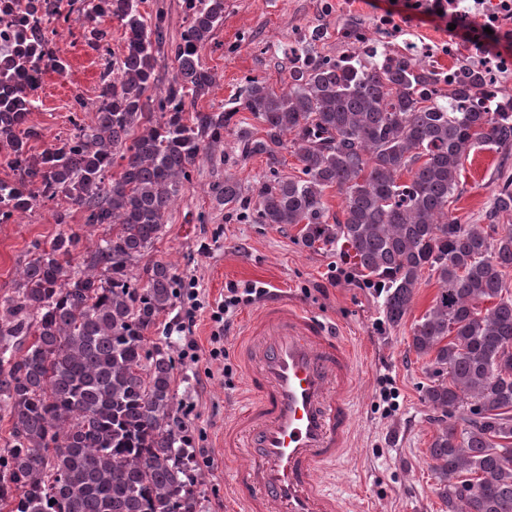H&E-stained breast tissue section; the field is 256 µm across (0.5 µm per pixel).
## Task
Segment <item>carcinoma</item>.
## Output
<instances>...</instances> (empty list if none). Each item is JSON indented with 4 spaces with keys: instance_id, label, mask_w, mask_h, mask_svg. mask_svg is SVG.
Instances as JSON below:
<instances>
[{
    "instance_id": "carcinoma-1",
    "label": "carcinoma",
    "mask_w": 512,
    "mask_h": 512,
    "mask_svg": "<svg viewBox=\"0 0 512 512\" xmlns=\"http://www.w3.org/2000/svg\"><path fill=\"white\" fill-rule=\"evenodd\" d=\"M142 0H110L104 14L83 6L87 45L109 55L104 24L118 21L125 46L107 62L95 111L78 95L63 147L30 152L40 138L0 98V147L25 187L0 179L13 208L54 203L57 224L71 209L107 225L95 249L75 254L79 236L61 231L23 268L0 302V411L10 424L0 448V512H197L188 428L176 404L175 359L145 333L185 287L172 264L134 268L160 239L191 168L234 137L240 156L265 158L255 205L239 182L211 186L213 201L257 224L300 227L313 248H348L355 269L383 285L385 320L399 324L429 271L439 291L413 327L411 347L430 358L437 380L424 399L450 422L429 448L448 512H512V227L462 224L448 216L472 150L512 151L511 112H454L423 92L422 68L401 63L366 71L303 41L305 67L288 69V90L249 78L238 105L196 107L213 73L200 48L224 22V0H196L180 42L163 12ZM170 48L175 74L159 87L157 57ZM262 129L233 121L240 110ZM293 147L301 175L279 172ZM408 180L401 182V173ZM344 197L332 216L329 188ZM512 212V176L492 202ZM30 344H25L27 338Z\"/></svg>"
}]
</instances>
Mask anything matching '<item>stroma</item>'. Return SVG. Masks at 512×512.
<instances>
[{"mask_svg": "<svg viewBox=\"0 0 512 512\" xmlns=\"http://www.w3.org/2000/svg\"><path fill=\"white\" fill-rule=\"evenodd\" d=\"M319 31L315 44L324 55L336 53V18L325 15L322 0H226L224 23L200 50L216 83L201 107L230 106L246 78L259 77L275 91L288 87L292 65L288 41L300 32ZM70 69L49 74L45 105L33 123L42 132L32 144L41 152L67 135L75 94L92 97L101 72L96 52L80 33L64 34ZM265 169L263 158L239 160L232 148L196 163L189 182L166 217L165 232L150 259L171 263L187 284L199 291L193 322H186L187 299L160 316L146 333L147 345L169 347L175 360L176 402L193 430L194 445L208 455L199 466L198 512H238L227 494L224 422L242 399L243 377L233 359L239 328L255 304L239 306L224 318V355L212 358L210 310L229 289L256 284L280 289L288 299L322 318L336 320L358 348L360 377L353 397L356 416L349 458L327 470L330 489L347 512H446L440 483L427 465L428 448L441 424V413L423 397L432 375L427 359L410 351L412 328L435 298L439 285L423 275L410 311L396 326L382 313L383 298L333 247L303 245L298 228L256 224L213 205L210 187L230 176L254 189ZM512 175V159L492 146L475 149L460 177L448 214L463 224H481L502 175ZM48 209L23 214L19 223L0 224V299L11 294L35 247H47L58 233ZM196 342L195 356L185 355Z\"/></svg>", "mask_w": 512, "mask_h": 512, "instance_id": "obj_1", "label": "stroma"}]
</instances>
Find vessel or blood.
Listing matches in <instances>:
<instances>
[{"label":"vessel or blood","mask_w":512,"mask_h":512,"mask_svg":"<svg viewBox=\"0 0 512 512\" xmlns=\"http://www.w3.org/2000/svg\"><path fill=\"white\" fill-rule=\"evenodd\" d=\"M235 358L247 397L224 427V461L241 512H343L321 476L353 445V342L335 323L270 291Z\"/></svg>","instance_id":"1"}]
</instances>
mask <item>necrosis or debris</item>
<instances>
[{"label": "necrosis or debris", "instance_id": "1", "mask_svg": "<svg viewBox=\"0 0 512 512\" xmlns=\"http://www.w3.org/2000/svg\"><path fill=\"white\" fill-rule=\"evenodd\" d=\"M68 2L0 0V63L13 57L32 34L43 37L39 63L17 83L29 112L42 110L45 77L54 61L65 56L58 32ZM360 2H325L327 11L342 21L336 33L337 62H414L429 73V88L436 94L471 81L468 96L454 101L455 111L512 112V0H400L368 24L356 14ZM421 18L435 21L436 36H420L416 22Z\"/></svg>", "mask_w": 512, "mask_h": 512}]
</instances>
